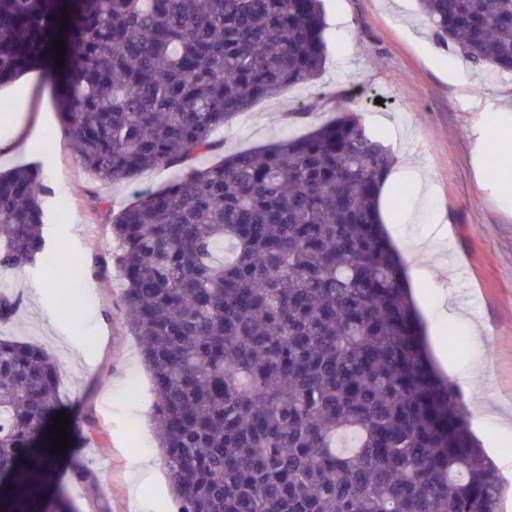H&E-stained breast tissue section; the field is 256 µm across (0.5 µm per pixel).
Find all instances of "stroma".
<instances>
[{
    "instance_id": "stroma-1",
    "label": "stroma",
    "mask_w": 512,
    "mask_h": 512,
    "mask_svg": "<svg viewBox=\"0 0 512 512\" xmlns=\"http://www.w3.org/2000/svg\"><path fill=\"white\" fill-rule=\"evenodd\" d=\"M328 60L310 84L255 103L218 132L215 151L199 165L274 140L282 128L302 135L334 115V104L360 112L366 128L390 146L396 162L380 197L386 229L402 254L416 238L450 227L426 263L409 262L413 296L433 352L452 367V380L481 360V390H461L471 429L494 460L505 486L501 512H512V182L506 153L491 151L512 136V74L478 71L439 46L415 0H323ZM23 126H16V118ZM16 136L17 154L0 167L40 171L47 188L44 236L65 266L83 272L81 294H59L60 270L27 267L11 285L23 304L0 333L45 347L60 361L61 407L70 418V448L57 456L43 493L65 491L78 512H178L167 476L134 486L139 463L160 466L148 420L152 383L135 336L124 327L118 278L100 279L102 256L114 249L112 214L173 177L158 168L131 181L104 183L75 161L59 121L54 86L37 74L30 89L0 87V138ZM465 337V352L448 348ZM92 470L90 484L73 474Z\"/></svg>"
}]
</instances>
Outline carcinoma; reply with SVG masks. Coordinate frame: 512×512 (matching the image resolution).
Listing matches in <instances>:
<instances>
[{
  "instance_id": "obj_1",
  "label": "carcinoma",
  "mask_w": 512,
  "mask_h": 512,
  "mask_svg": "<svg viewBox=\"0 0 512 512\" xmlns=\"http://www.w3.org/2000/svg\"><path fill=\"white\" fill-rule=\"evenodd\" d=\"M418 6L439 43L512 74V0ZM325 31L322 0H0V86L52 67L73 155L102 182L180 170L112 216L98 267L120 278L180 512H498L382 222L394 154L360 114L192 166L235 116L322 73ZM44 193L37 170L0 171V325L22 305L8 278L51 253ZM59 372L0 336L3 512H75L41 494Z\"/></svg>"
}]
</instances>
